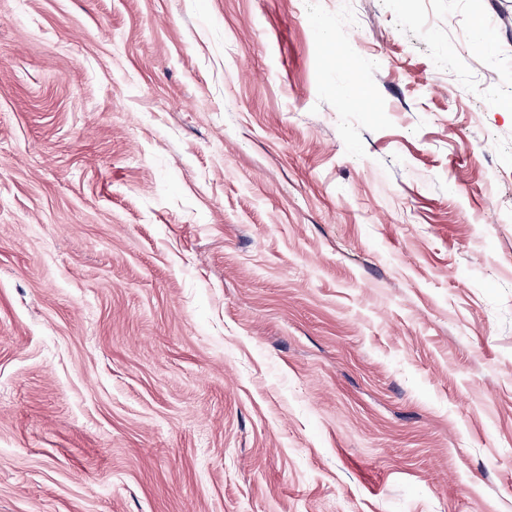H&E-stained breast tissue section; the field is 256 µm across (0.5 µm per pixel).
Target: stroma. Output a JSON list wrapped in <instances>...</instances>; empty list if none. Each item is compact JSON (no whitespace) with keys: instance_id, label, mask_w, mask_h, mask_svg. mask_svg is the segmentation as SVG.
Wrapping results in <instances>:
<instances>
[{"instance_id":"35a3bbf8","label":"stroma","mask_w":512,"mask_h":512,"mask_svg":"<svg viewBox=\"0 0 512 512\" xmlns=\"http://www.w3.org/2000/svg\"><path fill=\"white\" fill-rule=\"evenodd\" d=\"M0 512H512V0H0Z\"/></svg>"}]
</instances>
